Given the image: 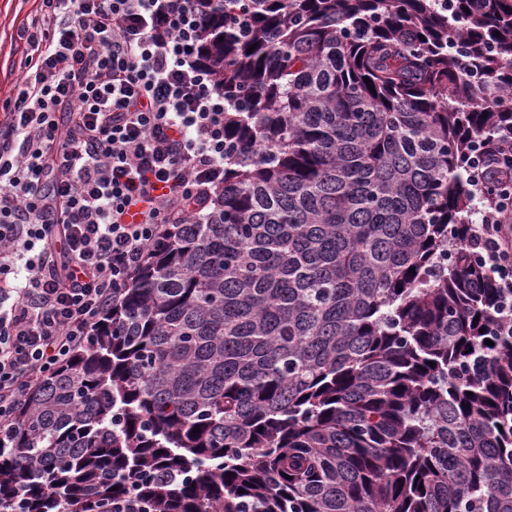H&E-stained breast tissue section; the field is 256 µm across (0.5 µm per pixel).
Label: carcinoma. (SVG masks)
Listing matches in <instances>:
<instances>
[{"instance_id": "obj_1", "label": "carcinoma", "mask_w": 512, "mask_h": 512, "mask_svg": "<svg viewBox=\"0 0 512 512\" xmlns=\"http://www.w3.org/2000/svg\"><path fill=\"white\" fill-rule=\"evenodd\" d=\"M199 5L224 206L16 407L0 512H512V291L468 234L512 0Z\"/></svg>"}]
</instances>
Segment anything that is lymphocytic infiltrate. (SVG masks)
I'll return each mask as SVG.
<instances>
[{"label":"lymphocytic infiltrate","instance_id":"1","mask_svg":"<svg viewBox=\"0 0 512 512\" xmlns=\"http://www.w3.org/2000/svg\"><path fill=\"white\" fill-rule=\"evenodd\" d=\"M197 0H38L0 114V426L85 344L154 250L224 186V90L201 54ZM512 164V134L477 138L469 175ZM469 242L512 288V186Z\"/></svg>","mask_w":512,"mask_h":512}]
</instances>
